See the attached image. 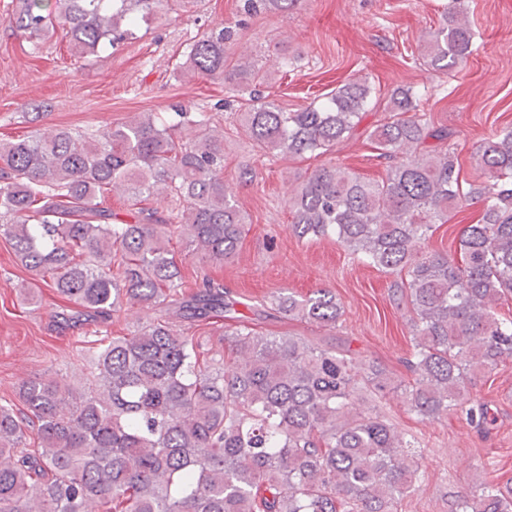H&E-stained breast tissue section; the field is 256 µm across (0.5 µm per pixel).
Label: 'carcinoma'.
Masks as SVG:
<instances>
[{"label":"carcinoma","instance_id":"obj_1","mask_svg":"<svg viewBox=\"0 0 512 512\" xmlns=\"http://www.w3.org/2000/svg\"><path fill=\"white\" fill-rule=\"evenodd\" d=\"M299 0H242L247 14L288 10ZM169 0H21L10 18L39 36L62 27L81 57L137 38ZM218 24L191 44L182 67L238 86L265 80L255 64L224 72ZM475 32L460 12L427 47L428 64L466 63ZM371 88L350 80L327 102L290 112L255 94L240 122L265 154L321 157L351 136ZM176 123L144 113L100 134L67 129L0 140V235L15 257L66 305V322L107 325L123 303L154 318L132 336L87 348L77 381L52 373L25 379L17 400L0 399V512H398L420 462L364 392L394 389L378 366L347 349L257 331L220 283L202 279L185 296L176 245L202 262L235 257L248 232L224 183V132L210 117L174 105ZM370 131L386 165L370 180L322 163L289 201L300 239L336 237L351 254L394 276L411 306L413 382L402 392L426 420L454 410L481 429L486 404L468 384L512 355V319L496 305L512 294V130L485 140L486 178L463 187L450 133L433 126L412 89L397 88ZM164 210L146 205L158 189ZM127 194L129 219L103 206ZM459 252L426 253L436 225L473 201ZM290 319L334 328L342 306L321 288L270 296ZM194 326L224 322L227 351L202 349L176 330L170 307ZM455 512H512V489L485 477Z\"/></svg>","mask_w":512,"mask_h":512}]
</instances>
